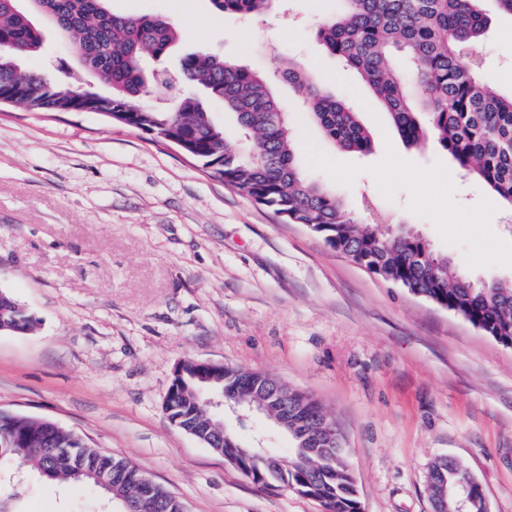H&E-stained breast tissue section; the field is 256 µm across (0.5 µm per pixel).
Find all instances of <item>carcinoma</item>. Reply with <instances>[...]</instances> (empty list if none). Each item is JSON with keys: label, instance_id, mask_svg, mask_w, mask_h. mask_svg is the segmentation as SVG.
Here are the masks:
<instances>
[{"label": "carcinoma", "instance_id": "cac0c4a2", "mask_svg": "<svg viewBox=\"0 0 512 512\" xmlns=\"http://www.w3.org/2000/svg\"><path fill=\"white\" fill-rule=\"evenodd\" d=\"M223 12L257 16L273 0H211ZM337 10L316 30L317 38L342 66L358 72L381 102L409 147L428 137L456 162L465 177L482 182L512 208V92L489 90L476 73L472 50L489 19L477 7L480 0H338ZM50 19L81 67L95 73L112 92L106 97L79 92L69 80L34 72L15 73L19 58L41 52L45 36L34 15ZM178 40L176 29L152 15L113 13L107 0H0V99L33 111L97 112L145 134H163L189 145L188 155L202 168L270 208L289 224H306L336 252L350 256L377 277L400 285L414 295L438 300L448 309L478 322L482 331L504 343L512 341V287L477 282L461 273L451 258L433 254L419 235L382 233L360 227L335 192L302 176L293 150L287 113L273 95L272 80L235 61L214 55L183 59L182 79L205 88L209 97L236 115L238 139L251 141L245 152L216 124L198 99L183 97L171 108L148 106L145 64L160 61ZM288 83L305 91V102L324 136L345 151L367 154L372 140L357 112L308 81L303 68L290 58L280 70ZM36 319L6 290L0 289V331L29 333ZM179 394L165 407L180 424L203 428L208 413L196 400L202 386L230 398L249 395L251 382L275 386L259 372L224 367L215 374L183 361ZM288 418L310 435L305 447L294 441L288 465L270 472L255 460L252 449L235 432V467L252 475L264 488L293 484L320 502L324 512H360L353 473L345 451L324 453L321 419L312 397L280 389ZM9 436L12 448L0 449V471L13 467L34 472L47 485L108 484L109 507L126 512L125 500L140 484L152 493L136 512H183V503L151 481L130 462L83 441L72 457L71 431L54 428L21 413L0 412V440ZM470 475L456 458L438 459L429 478L453 488ZM485 496L476 482L469 486L465 512H484Z\"/></svg>", "mask_w": 512, "mask_h": 512}]
</instances>
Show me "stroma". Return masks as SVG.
Instances as JSON below:
<instances>
[{
    "label": "stroma",
    "instance_id": "35a3bbf8",
    "mask_svg": "<svg viewBox=\"0 0 512 512\" xmlns=\"http://www.w3.org/2000/svg\"><path fill=\"white\" fill-rule=\"evenodd\" d=\"M490 18L477 49L481 78L512 92V19ZM150 13L179 41L157 65L146 103L200 98L234 135L221 103L178 80L191 53L236 58L271 73L292 57L311 81L351 103L372 137L367 155L335 148L302 110L301 91L275 96L307 178L334 190L360 223L411 227L473 279L512 282L505 202L460 176L436 143L407 147L358 75L313 30L336 0H280L262 17L211 0H108ZM42 56L81 89L82 71L53 26ZM453 186L452 198L439 189ZM37 319L0 332V410L49 419L136 465L188 512H323L293 489L256 486L172 425L163 410L176 364L192 358L268 374L310 393L343 435L362 512H432L431 463L461 459L490 512H512V348L462 317L366 272L306 226L285 223L174 145L96 112L0 104V289ZM241 441L289 460L292 441L251 417ZM22 512H99L93 488L18 487Z\"/></svg>",
    "mask_w": 512,
    "mask_h": 512
}]
</instances>
